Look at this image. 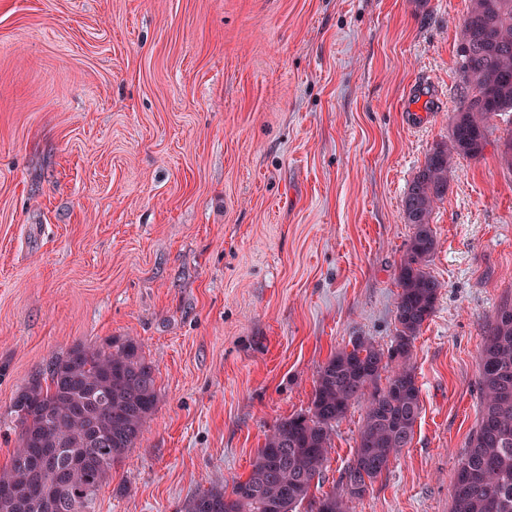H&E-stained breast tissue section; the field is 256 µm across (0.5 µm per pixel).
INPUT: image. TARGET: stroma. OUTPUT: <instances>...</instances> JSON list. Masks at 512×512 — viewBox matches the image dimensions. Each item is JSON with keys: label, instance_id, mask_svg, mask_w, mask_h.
<instances>
[{"label": "stroma", "instance_id": "1", "mask_svg": "<svg viewBox=\"0 0 512 512\" xmlns=\"http://www.w3.org/2000/svg\"><path fill=\"white\" fill-rule=\"evenodd\" d=\"M469 0H0V468L52 357L138 340L157 407L96 512H184L249 474L320 368L396 334L403 201L460 101ZM431 225L414 437L354 512H449L479 350L512 301V170L489 122ZM364 409L336 426L338 491Z\"/></svg>", "mask_w": 512, "mask_h": 512}]
</instances>
